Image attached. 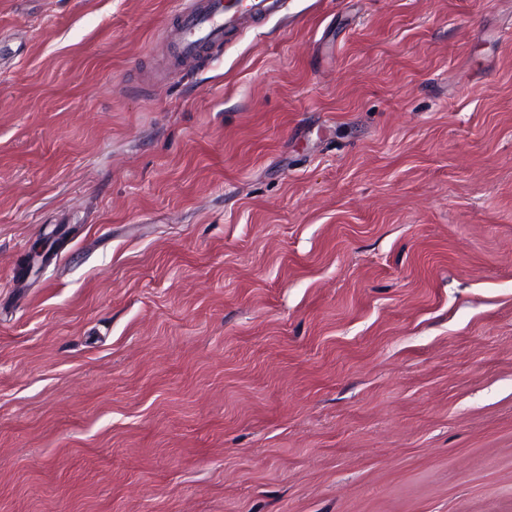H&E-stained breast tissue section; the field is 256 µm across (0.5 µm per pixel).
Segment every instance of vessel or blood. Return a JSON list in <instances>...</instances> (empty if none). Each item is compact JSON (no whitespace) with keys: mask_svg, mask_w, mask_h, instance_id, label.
Here are the masks:
<instances>
[{"mask_svg":"<svg viewBox=\"0 0 512 512\" xmlns=\"http://www.w3.org/2000/svg\"><path fill=\"white\" fill-rule=\"evenodd\" d=\"M281 7L282 0H181L172 29L173 63L222 49L226 33L244 18L266 16Z\"/></svg>","mask_w":512,"mask_h":512,"instance_id":"1","label":"vessel or blood"}]
</instances>
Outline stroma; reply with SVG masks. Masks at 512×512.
I'll list each match as a JSON object with an SVG mask.
<instances>
[{"label":"stroma","mask_w":512,"mask_h":512,"mask_svg":"<svg viewBox=\"0 0 512 512\" xmlns=\"http://www.w3.org/2000/svg\"><path fill=\"white\" fill-rule=\"evenodd\" d=\"M175 8L0 0V512H512V0ZM282 0H186L179 1L178 21L172 29V63L178 66L224 47L227 32L237 29L245 17L277 12Z\"/></svg>","instance_id":"1"}]
</instances>
